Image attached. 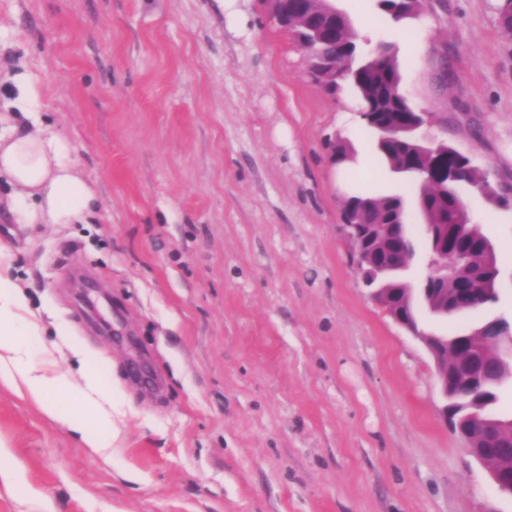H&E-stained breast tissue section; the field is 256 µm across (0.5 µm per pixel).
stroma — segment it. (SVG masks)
Segmentation results:
<instances>
[{"instance_id": "1", "label": "stroma", "mask_w": 512, "mask_h": 512, "mask_svg": "<svg viewBox=\"0 0 512 512\" xmlns=\"http://www.w3.org/2000/svg\"><path fill=\"white\" fill-rule=\"evenodd\" d=\"M334 4L362 51L396 41L431 138L512 185L496 0L398 23L375 0ZM0 56L95 196L84 223L18 224L1 182L0 277L27 298L33 362L76 384L93 370L113 432L88 448L0 381V512H512L446 423L432 356L356 272L347 196L416 192L266 0H0ZM337 138L353 164L331 163ZM458 193L499 300L424 319L445 336L512 320V205Z\"/></svg>"}]
</instances>
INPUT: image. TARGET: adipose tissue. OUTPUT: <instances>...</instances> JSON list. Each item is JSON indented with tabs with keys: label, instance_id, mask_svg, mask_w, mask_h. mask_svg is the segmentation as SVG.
Segmentation results:
<instances>
[{
	"label": "adipose tissue",
	"instance_id": "obj_1",
	"mask_svg": "<svg viewBox=\"0 0 512 512\" xmlns=\"http://www.w3.org/2000/svg\"><path fill=\"white\" fill-rule=\"evenodd\" d=\"M17 96L11 109L0 113V179L17 187L21 201H8L17 223L73 224L91 213L94 195L66 158L61 138L45 127L30 105L38 90L27 77L0 76ZM25 296L10 281L0 279V380L36 402L48 417L63 421L91 448H106L109 414L97 399L98 384L86 372L84 386L28 360L32 325L25 317Z\"/></svg>",
	"mask_w": 512,
	"mask_h": 512
}]
</instances>
